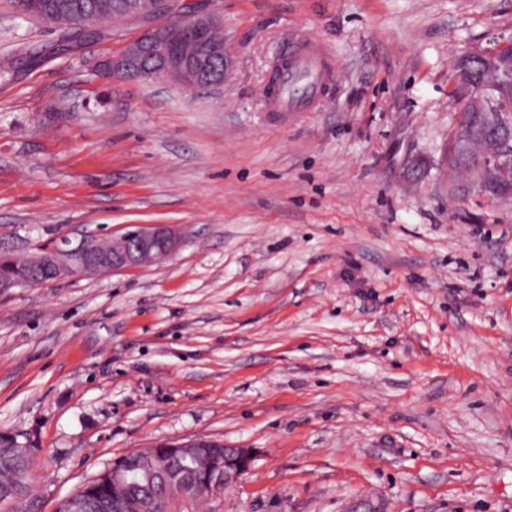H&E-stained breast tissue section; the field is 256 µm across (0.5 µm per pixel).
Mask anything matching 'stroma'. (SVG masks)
<instances>
[{
  "label": "stroma",
  "mask_w": 512,
  "mask_h": 512,
  "mask_svg": "<svg viewBox=\"0 0 512 512\" xmlns=\"http://www.w3.org/2000/svg\"><path fill=\"white\" fill-rule=\"evenodd\" d=\"M182 2L222 19L220 86L114 78L139 22L66 50L0 0V251L182 236L0 297V430L35 435L43 512L194 438L254 461L192 512H512V199L445 160L452 61L512 38V0ZM301 33L335 99L267 111Z\"/></svg>",
  "instance_id": "35a3bbf8"
}]
</instances>
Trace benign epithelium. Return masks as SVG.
<instances>
[{
	"mask_svg": "<svg viewBox=\"0 0 512 512\" xmlns=\"http://www.w3.org/2000/svg\"><path fill=\"white\" fill-rule=\"evenodd\" d=\"M217 28V18L211 11L193 14L186 26L171 22L148 26L125 50L103 60L102 68L117 78L169 79L188 89L218 85L224 81V71L216 69L212 61L226 58L227 49L224 42L213 39ZM187 42L200 45L201 51L185 52ZM455 71L458 83L471 90L462 111L476 113L487 129L480 156L474 161L481 188H511L512 115L503 105L512 100V41L464 53L456 59ZM472 138L469 125H457L456 151L466 150ZM180 244L181 234L174 226L143 224L134 232L112 239L107 250L93 243L68 250L69 263H59L55 250L40 252L30 260L33 270L42 273L38 283L43 284L69 274L147 267L175 253ZM220 451L224 452L222 463L215 459ZM253 461L250 448L220 450L205 439L159 443L148 450H136L133 462L137 477L148 480L150 489L144 491L129 480L124 464H112V483L137 490L128 497L112 498V510L172 512L175 499L196 500L221 491L246 473Z\"/></svg>",
	"mask_w": 512,
	"mask_h": 512,
	"instance_id": "obj_1",
	"label": "benign epithelium"
}]
</instances>
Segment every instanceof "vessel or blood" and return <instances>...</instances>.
<instances>
[{
	"label": "vessel or blood",
	"instance_id": "obj_1",
	"mask_svg": "<svg viewBox=\"0 0 512 512\" xmlns=\"http://www.w3.org/2000/svg\"><path fill=\"white\" fill-rule=\"evenodd\" d=\"M290 65L280 77V85L269 91L266 106L272 112H317L332 100V88L340 75L329 55L312 35H295L284 45Z\"/></svg>",
	"mask_w": 512,
	"mask_h": 512
}]
</instances>
